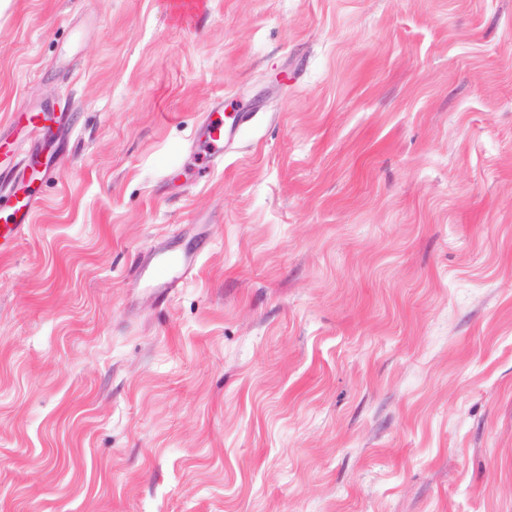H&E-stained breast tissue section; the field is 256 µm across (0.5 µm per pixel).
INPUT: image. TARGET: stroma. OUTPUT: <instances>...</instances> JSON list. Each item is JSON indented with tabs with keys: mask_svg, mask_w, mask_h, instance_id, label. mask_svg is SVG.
Segmentation results:
<instances>
[{
	"mask_svg": "<svg viewBox=\"0 0 512 512\" xmlns=\"http://www.w3.org/2000/svg\"><path fill=\"white\" fill-rule=\"evenodd\" d=\"M21 110L0 512H512V0H0ZM223 112V105L215 108L213 112H206L191 148L193 158L196 160L197 156L203 155L200 163L204 162L206 166H211L216 159L224 158L226 143L235 140L241 127L253 116L244 112L235 116V124L227 126L224 124ZM18 121L25 122L30 125L38 126L41 129V136L52 138L56 141L65 139L64 130L59 123H54V126L49 124L48 117L41 114H32L31 112H20L16 115ZM41 124V125H40ZM39 204L36 192L23 190L10 196L5 214L0 212V253L12 248L25 235ZM199 252L165 249L156 252L143 270V280L157 296L166 300L198 270Z\"/></svg>",
	"mask_w": 512,
	"mask_h": 512,
	"instance_id": "1",
	"label": "stroma"
}]
</instances>
